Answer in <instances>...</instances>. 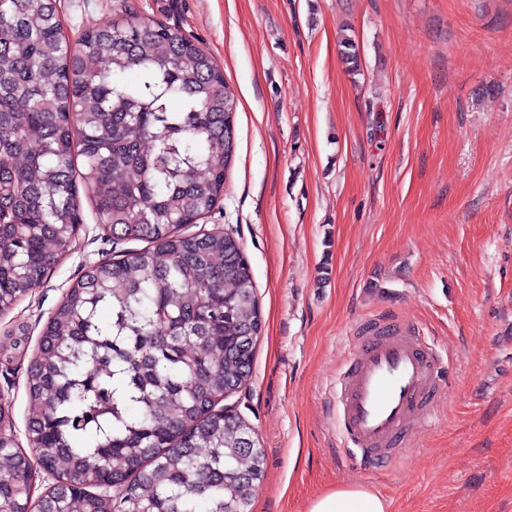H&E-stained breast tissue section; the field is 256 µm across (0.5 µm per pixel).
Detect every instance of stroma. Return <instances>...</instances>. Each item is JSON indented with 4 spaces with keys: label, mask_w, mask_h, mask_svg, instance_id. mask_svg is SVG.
<instances>
[{
    "label": "stroma",
    "mask_w": 512,
    "mask_h": 512,
    "mask_svg": "<svg viewBox=\"0 0 512 512\" xmlns=\"http://www.w3.org/2000/svg\"><path fill=\"white\" fill-rule=\"evenodd\" d=\"M70 38L131 9L180 26L237 99L224 199L262 333L230 398L265 474L250 512H307L359 483L389 512H512V0H57ZM350 32L362 68L338 41ZM83 228L0 314V430L29 448L28 369L71 285L114 243ZM409 322L451 360L433 426L392 466L341 457L336 377L360 324ZM341 58L346 65L349 75H360V55L358 45L352 36L345 35L340 41Z\"/></svg>",
    "instance_id": "1"
}]
</instances>
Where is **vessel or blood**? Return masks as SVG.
I'll use <instances>...</instances> for the list:
<instances>
[{
    "label": "vessel or blood",
    "mask_w": 512,
    "mask_h": 512,
    "mask_svg": "<svg viewBox=\"0 0 512 512\" xmlns=\"http://www.w3.org/2000/svg\"><path fill=\"white\" fill-rule=\"evenodd\" d=\"M438 362L430 344L391 320L358 337L336 380V410L365 467H386L432 425Z\"/></svg>",
    "instance_id": "b4317fda"
}]
</instances>
